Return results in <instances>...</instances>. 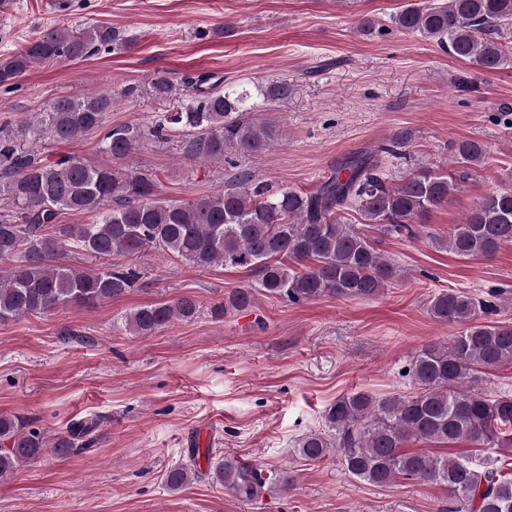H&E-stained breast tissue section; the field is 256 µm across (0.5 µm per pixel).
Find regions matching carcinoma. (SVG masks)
<instances>
[{"instance_id": "carcinoma-1", "label": "carcinoma", "mask_w": 512, "mask_h": 512, "mask_svg": "<svg viewBox=\"0 0 512 512\" xmlns=\"http://www.w3.org/2000/svg\"><path fill=\"white\" fill-rule=\"evenodd\" d=\"M399 30L436 42L452 57L481 74L508 64L512 51L502 43L512 24V0H417L392 15ZM133 38L115 28L93 24L83 29L47 27L22 49L0 59V87L11 88L29 69L87 57L104 46L120 51ZM209 76H186L176 84L159 74L150 81L158 97L183 96L159 129L184 133L190 160L222 163L232 156L258 155L273 146V130L252 118L259 103L288 98L293 85L281 79L254 89L230 86L204 89ZM114 97L108 90L80 97L60 96L36 113L28 132L36 142H72L105 124ZM140 130L117 126L105 131L100 149L125 157L138 147ZM452 150L460 168L448 174L421 169L391 184L370 153L346 158L313 192L285 186L272 190L252 172L239 171L223 190L192 200L161 198L150 176L95 165L76 156L50 160L26 148L0 128V321L42 314L65 306H88L124 296L139 273L113 268L114 255L161 249L194 268H243L255 282L236 288L214 317L256 307L259 297L299 304L323 297L367 300L405 277V270L378 252L356 225L344 221L351 207L386 235L413 234L411 223L444 204L482 164L485 147L460 140ZM67 212L92 216L89 224H61ZM57 231H50L51 227ZM436 247L461 257H489L512 244V190L492 192L453 225ZM105 263L73 267L56 263L64 246ZM491 299L450 289L428 304L431 317L462 326L446 343L417 351L406 369L412 391L375 398L355 392L325 411L319 430L303 436L297 453L316 461L341 453L344 469L374 486L398 477L448 488L456 512H512V474L502 458L512 457V396L490 398L479 389L482 375L512 364V327L486 324ZM199 314L194 299L147 305L130 311L126 330L150 336L175 321ZM94 428L73 422L63 431L30 427L20 418L0 416V480L19 467L55 453L88 450ZM448 445L467 442L497 456L475 459L407 451L410 440ZM194 476L189 465L166 471L167 488L178 490ZM211 479L225 493L253 503L272 491L255 465L237 458L215 462Z\"/></svg>"}]
</instances>
